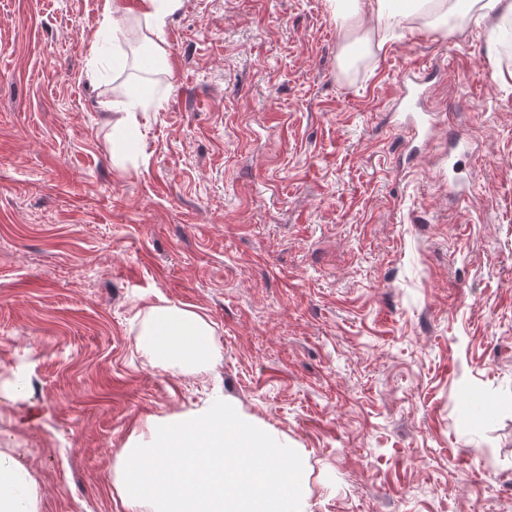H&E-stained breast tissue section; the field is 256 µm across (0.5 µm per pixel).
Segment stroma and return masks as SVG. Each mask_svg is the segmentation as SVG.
<instances>
[{"mask_svg":"<svg viewBox=\"0 0 512 512\" xmlns=\"http://www.w3.org/2000/svg\"><path fill=\"white\" fill-rule=\"evenodd\" d=\"M101 18L0 0V459L33 512H125L123 450L224 398L301 449L309 512H512L504 41L395 25L344 74L327 0H182L169 70L94 77ZM409 63L440 80L406 166ZM139 84L113 151L101 103ZM153 306L202 316L221 359L150 367Z\"/></svg>","mask_w":512,"mask_h":512,"instance_id":"obj_1","label":"stroma"}]
</instances>
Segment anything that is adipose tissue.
<instances>
[{
	"mask_svg": "<svg viewBox=\"0 0 512 512\" xmlns=\"http://www.w3.org/2000/svg\"><path fill=\"white\" fill-rule=\"evenodd\" d=\"M411 11H398L393 0H328V6L339 30H346L350 20L365 17L377 21L408 23L415 29H458L477 19L498 28L500 21L512 19V0H415ZM182 5V0H138L137 16L143 21L153 46L146 64L153 69L170 66L164 48L167 28ZM147 94L134 88L125 99L108 100L105 111L114 113L112 125L117 142L138 126V115L146 105ZM136 346L150 366L165 371L190 373L213 365L221 353L213 341V331L196 312L179 307L150 308Z\"/></svg>",
	"mask_w": 512,
	"mask_h": 512,
	"instance_id": "obj_1",
	"label": "adipose tissue"
}]
</instances>
